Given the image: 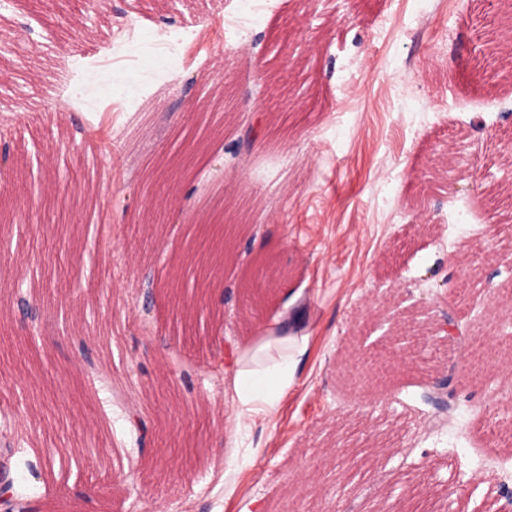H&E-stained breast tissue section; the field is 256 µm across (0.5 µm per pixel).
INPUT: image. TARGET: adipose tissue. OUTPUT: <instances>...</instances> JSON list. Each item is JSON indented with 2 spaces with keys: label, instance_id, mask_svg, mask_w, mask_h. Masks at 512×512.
<instances>
[{
  "label": "adipose tissue",
  "instance_id": "adipose-tissue-1",
  "mask_svg": "<svg viewBox=\"0 0 512 512\" xmlns=\"http://www.w3.org/2000/svg\"><path fill=\"white\" fill-rule=\"evenodd\" d=\"M308 351L309 339L298 333L296 316L289 311L266 335L234 344L224 368V402L233 423L244 418L272 422L296 386Z\"/></svg>",
  "mask_w": 512,
  "mask_h": 512
}]
</instances>
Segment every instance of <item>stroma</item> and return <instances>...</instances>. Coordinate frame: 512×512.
I'll return each mask as SVG.
<instances>
[{
  "label": "stroma",
  "mask_w": 512,
  "mask_h": 512,
  "mask_svg": "<svg viewBox=\"0 0 512 512\" xmlns=\"http://www.w3.org/2000/svg\"><path fill=\"white\" fill-rule=\"evenodd\" d=\"M495 0H0V143L27 182L0 181L18 217L0 243L18 276H0V429L7 448L57 449L13 490L39 512H225L221 469L235 465L237 512H304L288 483L323 468L337 427L379 424L378 451L348 485L328 475L316 512H373L380 494L415 496L417 512H501L512 502V312L465 283L450 254L484 259L492 198L512 137V73L474 81ZM181 36L177 58L162 32ZM229 65L248 110L214 131L189 174L152 183L142 170L181 154L208 125L201 79ZM78 94H70L71 84ZM484 120L494 137L468 134ZM263 125L273 148L235 152ZM464 157L456 184L432 167ZM253 194L251 223L193 327L166 297L198 213ZM269 254L286 280L260 321L243 318L251 260ZM34 288L55 335L82 357L20 331L10 302ZM310 355L274 427L233 428L209 412L224 398L215 358L264 335L295 293ZM391 295L385 322L367 320ZM452 312L460 336L430 335L408 364L367 365L381 396L336 378L345 352L388 346L390 322ZM99 380L88 387L85 361ZM452 370L455 398L424 399ZM108 416H101V408ZM149 429L145 445L133 415Z\"/></svg>",
  "instance_id": "stroma-1"
}]
</instances>
